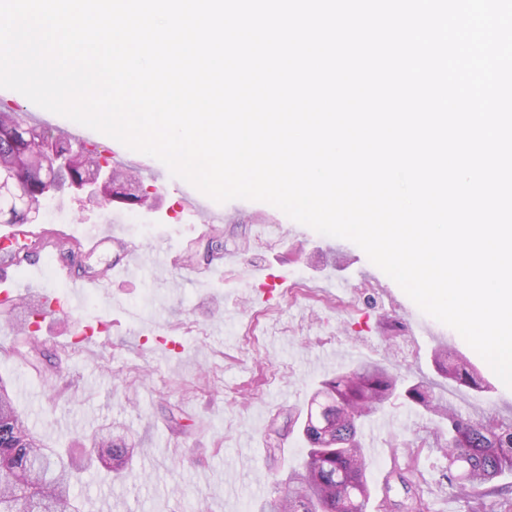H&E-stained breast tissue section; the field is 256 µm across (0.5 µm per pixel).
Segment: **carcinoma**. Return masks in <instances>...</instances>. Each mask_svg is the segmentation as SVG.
<instances>
[{"mask_svg": "<svg viewBox=\"0 0 512 512\" xmlns=\"http://www.w3.org/2000/svg\"><path fill=\"white\" fill-rule=\"evenodd\" d=\"M31 128L23 115L0 112V172L14 175L20 189L34 203L43 198L39 146L25 138ZM60 151L76 150L78 159L70 172L56 179L57 191L82 177L85 166L111 165L95 147L44 136ZM34 309L18 329L15 352L21 347L35 350ZM433 361L441 373L460 386L479 391L485 379L454 347L435 349ZM400 395L413 407L441 419L436 445L448 460V480L457 496L473 504L471 512L492 507V512H512V498L504 497L497 479L512 475V419L490 416L473 421L455 407L443 404L431 388L421 382L408 383L380 363L338 371L324 380L311 398L301 435L307 445L299 465L286 477L274 481L271 507L258 512H367L371 497L367 479L370 465L359 435L361 423L382 411ZM91 459L112 460L119 473L133 456L125 442L99 433L90 448ZM394 473L406 488L407 497L393 504L397 512H427L412 470ZM72 471L62 455L45 446L17 412L13 397L0 379V512H80L71 499Z\"/></svg>", "mask_w": 512, "mask_h": 512, "instance_id": "carcinoma-1", "label": "carcinoma"}]
</instances>
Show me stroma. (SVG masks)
Masks as SVG:
<instances>
[{
  "mask_svg": "<svg viewBox=\"0 0 512 512\" xmlns=\"http://www.w3.org/2000/svg\"><path fill=\"white\" fill-rule=\"evenodd\" d=\"M120 153L153 188V211L116 201L92 208L67 191L43 201L39 222L78 237L120 210L118 244L80 254L79 269L105 271L132 247L143 268L105 281L78 309L51 320L39 343L51 363L39 373L12 354L14 328L38 294L62 298L69 290L53 266L31 273L5 263L20 228L0 224V272L25 297L17 311L0 310V379L29 428L47 446L70 449L81 470L72 494L82 512H252L303 455L298 426L319 384L370 362L430 385L473 419L512 417V389L356 244L319 234L270 204L236 199L224 207L237 220L220 226L236 261L212 269L203 220L179 207L182 179L154 182L161 161L125 147ZM259 271L286 277L287 287L264 298ZM96 319L112 325L102 349L77 340L82 324ZM417 321L429 323L437 340L416 335ZM446 343L471 360L488 390L438 374L432 352ZM104 425L135 448V477L88 463L84 450ZM434 427L431 414L401 398L365 420L369 482L379 488L395 451L410 456L429 512H469L443 477L447 462Z\"/></svg>",
  "mask_w": 512,
  "mask_h": 512,
  "instance_id": "1",
  "label": "stroma"
}]
</instances>
